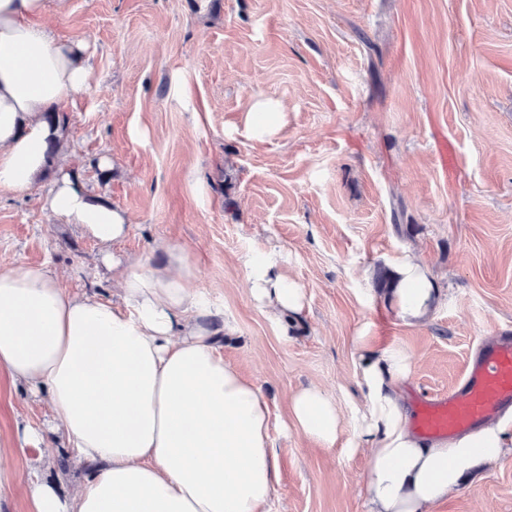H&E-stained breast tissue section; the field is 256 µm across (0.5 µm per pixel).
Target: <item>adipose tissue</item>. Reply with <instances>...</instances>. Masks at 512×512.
<instances>
[{
	"label": "adipose tissue",
	"mask_w": 512,
	"mask_h": 512,
	"mask_svg": "<svg viewBox=\"0 0 512 512\" xmlns=\"http://www.w3.org/2000/svg\"><path fill=\"white\" fill-rule=\"evenodd\" d=\"M67 0H0V189L28 193L61 139L46 112L88 79L84 43L56 40L48 8ZM102 245L122 240L129 218L61 175L45 199ZM164 265L105 256L114 297L72 295L46 266L0 269V369L45 395L54 428L75 465L91 471L68 499L38 478L19 483L13 449L0 448V512L22 492L29 512H267L279 483L270 408L254 382L225 363L211 304L192 286L182 249ZM390 303L406 322L438 302L428 271L414 260L396 270ZM251 296L288 327L304 311V291L273 259L252 269ZM364 409L359 436L369 448L368 512H432L483 466L512 455V411L448 440L411 428L399 384L409 356L358 336ZM288 420L324 448L342 419L315 385L295 392Z\"/></svg>",
	"instance_id": "ef3b65f1"
}]
</instances>
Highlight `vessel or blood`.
<instances>
[{"instance_id":"1","label":"vessel or blood","mask_w":512,"mask_h":512,"mask_svg":"<svg viewBox=\"0 0 512 512\" xmlns=\"http://www.w3.org/2000/svg\"><path fill=\"white\" fill-rule=\"evenodd\" d=\"M419 431L447 438L470 430L512 408V340L488 343L467 362L460 381L448 391L428 393L420 400Z\"/></svg>"}]
</instances>
